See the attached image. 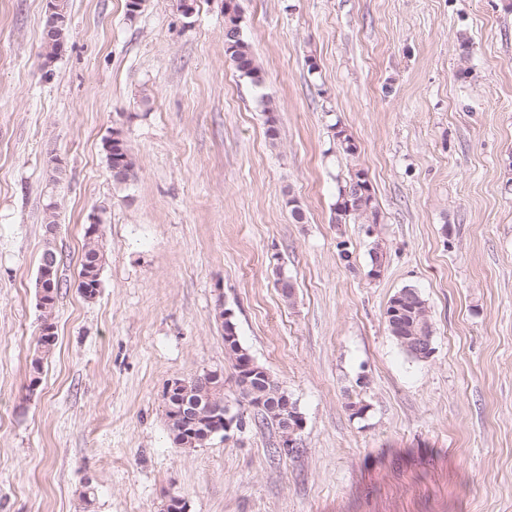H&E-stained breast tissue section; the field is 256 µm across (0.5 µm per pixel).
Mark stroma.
<instances>
[{"instance_id": "obj_1", "label": "stroma", "mask_w": 512, "mask_h": 512, "mask_svg": "<svg viewBox=\"0 0 512 512\" xmlns=\"http://www.w3.org/2000/svg\"><path fill=\"white\" fill-rule=\"evenodd\" d=\"M238 3L257 84L225 53L224 0H144L132 19L126 0H69L49 64L43 0H0V512H163L172 494L186 512H512V0ZM355 166L373 235L334 221ZM49 246L56 345L36 374ZM406 287L432 323L423 360L386 328ZM223 310L304 418L291 454L251 425L168 436V380L220 371L235 394ZM104 150L106 152L109 168L112 166L110 169L111 172L112 169L115 168L114 172L117 173L118 176H122L123 172L121 169H123L126 174L120 178L112 175L114 184L117 186L126 185L134 175L135 159L127 141L123 138L120 131H112V134L105 139ZM116 167H120L121 169ZM83 254L81 258L79 271V290L84 287L88 293L84 294L87 300H93L97 297L98 292L91 295L95 288L100 285V271L102 268L104 256L99 246V236L84 235Z\"/></svg>"}]
</instances>
